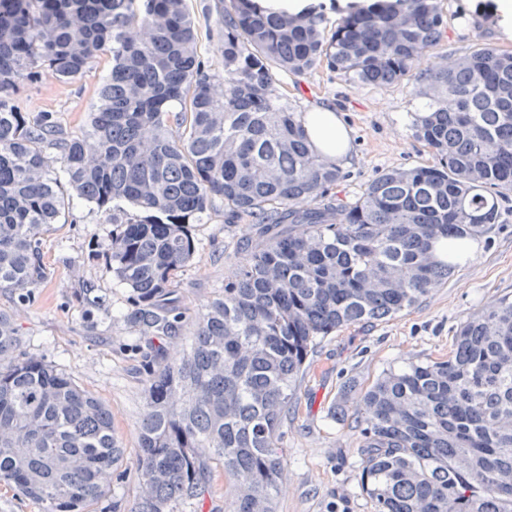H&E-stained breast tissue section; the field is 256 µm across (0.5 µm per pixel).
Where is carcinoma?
Here are the masks:
<instances>
[{
    "instance_id": "1",
    "label": "carcinoma",
    "mask_w": 512,
    "mask_h": 512,
    "mask_svg": "<svg viewBox=\"0 0 512 512\" xmlns=\"http://www.w3.org/2000/svg\"><path fill=\"white\" fill-rule=\"evenodd\" d=\"M223 23L218 90L186 0H0V290L25 297L44 276L41 236L70 198L112 211L107 258L152 363L135 512H180L217 471L233 512H276L285 411L317 345L414 307L512 196V52L477 43L412 77L440 40L441 0H372L334 21L229 0ZM103 52L112 68L79 134L61 136L49 112L31 123L12 102L41 68L71 81ZM322 65L361 84L427 83L411 128L432 163L384 170L336 202L341 171L314 150L275 74ZM217 198L225 221L246 218L255 233L170 361L190 225ZM353 415L361 486L379 512H512V301L461 323L448 359L383 373ZM122 456L109 409L22 351L0 312V484L41 512H88Z\"/></svg>"
}]
</instances>
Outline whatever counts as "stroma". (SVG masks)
<instances>
[{
    "mask_svg": "<svg viewBox=\"0 0 512 512\" xmlns=\"http://www.w3.org/2000/svg\"><path fill=\"white\" fill-rule=\"evenodd\" d=\"M227 0H187L197 31V52L207 73L224 76L221 22ZM476 0H442L444 27L439 43L415 58L414 73L448 67L476 39L512 51V34L477 15ZM111 68L98 56L85 72L64 83L49 69L37 82H19L15 103L35 121L52 113L64 135L78 134L96 104L97 89ZM280 91L294 111L316 104L341 112L352 130V151L333 190L337 202L354 201L378 172L432 161L410 127V114L425 100L414 85H357L326 67L304 75L277 72ZM196 252L180 276L187 319L184 336L166 343L167 357L182 355L195 314L224 286L242 260L240 247L253 234L248 221H224L215 200L192 225ZM112 226L103 210L70 203L59 224L42 238L46 274L31 286L28 300L0 291V312L10 315L22 348L69 374L112 414V432L123 449L98 512H134L141 492L136 468L138 418L144 403L146 344L124 320L130 298L105 260ZM512 299V200L501 222L479 238L478 250L453 275L394 317L348 326L325 338L307 362L282 427L280 446L287 467L276 512H378L361 489L363 452L353 417L336 420L337 408L353 410L358 389L383 371L408 362L444 360L458 325L481 310Z\"/></svg>",
    "mask_w": 512,
    "mask_h": 512,
    "instance_id": "stroma-1",
    "label": "stroma"
}]
</instances>
